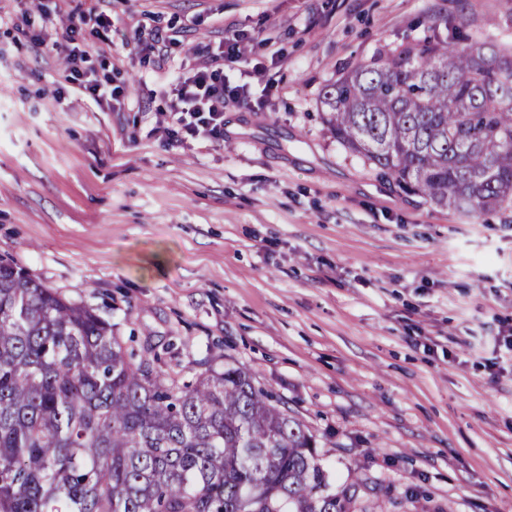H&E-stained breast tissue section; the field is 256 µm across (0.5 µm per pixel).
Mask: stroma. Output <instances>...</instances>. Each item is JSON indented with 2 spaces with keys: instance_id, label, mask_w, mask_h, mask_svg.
<instances>
[{
  "instance_id": "1",
  "label": "stroma",
  "mask_w": 512,
  "mask_h": 512,
  "mask_svg": "<svg viewBox=\"0 0 512 512\" xmlns=\"http://www.w3.org/2000/svg\"><path fill=\"white\" fill-rule=\"evenodd\" d=\"M42 7L62 32L56 0L0 12V260L159 345L171 375L244 367L363 512H512V212L401 194L319 102L438 18L504 28L512 0H98L111 41L87 35L88 63L130 92L115 112L16 30ZM158 28L177 59L243 34L225 74L251 101L226 105L222 141L163 143L166 72L135 47Z\"/></svg>"
}]
</instances>
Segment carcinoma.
<instances>
[{"label":"carcinoma","mask_w":512,"mask_h":512,"mask_svg":"<svg viewBox=\"0 0 512 512\" xmlns=\"http://www.w3.org/2000/svg\"><path fill=\"white\" fill-rule=\"evenodd\" d=\"M439 29L325 85V121L406 195L512 210V49ZM0 512H357V494L329 491L308 426L244 368L172 378L0 260Z\"/></svg>","instance_id":"cac0c4a2"}]
</instances>
